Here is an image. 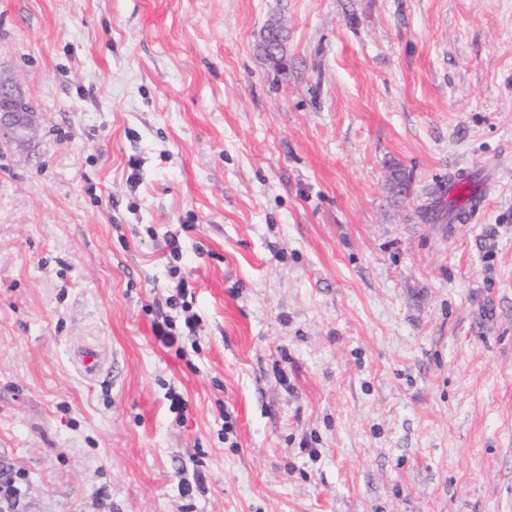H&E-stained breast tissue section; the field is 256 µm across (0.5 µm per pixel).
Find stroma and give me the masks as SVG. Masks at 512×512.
Wrapping results in <instances>:
<instances>
[{
  "instance_id": "1",
  "label": "stroma",
  "mask_w": 512,
  "mask_h": 512,
  "mask_svg": "<svg viewBox=\"0 0 512 512\" xmlns=\"http://www.w3.org/2000/svg\"><path fill=\"white\" fill-rule=\"evenodd\" d=\"M0 74V512H512V0H0ZM287 39V31L285 29H282L277 22L269 23L263 32L259 48L264 54L265 58L276 68H278L283 62L284 46ZM273 41L277 42V46L280 47V51L277 53L271 52V50L273 52H276L278 50L275 44H272L270 50V44ZM37 114L22 90L0 76V139L18 147L27 145L35 131ZM471 180L468 176L452 177L448 179V185L444 186V193L448 191V197L463 194L465 196L463 203H465L462 210L470 209L473 211L477 208L479 203L478 197L470 190Z\"/></svg>"
}]
</instances>
